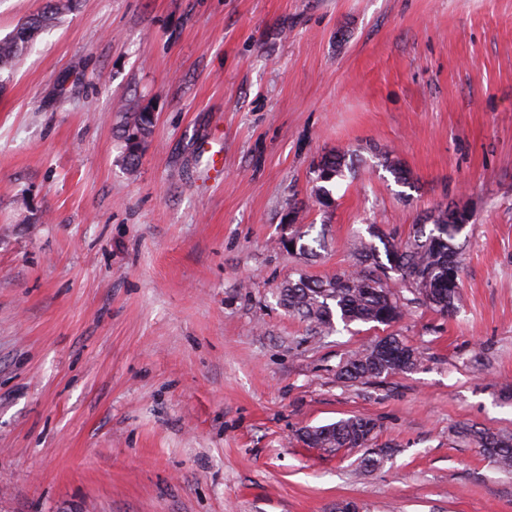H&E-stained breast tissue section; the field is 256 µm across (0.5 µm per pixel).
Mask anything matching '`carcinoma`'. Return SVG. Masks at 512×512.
<instances>
[{
    "mask_svg": "<svg viewBox=\"0 0 512 512\" xmlns=\"http://www.w3.org/2000/svg\"><path fill=\"white\" fill-rule=\"evenodd\" d=\"M76 0H49L47 11L20 23L12 34L0 39V71L12 69L31 49L40 31L56 16L73 9ZM151 112L144 109L125 123L127 127L126 159L129 170L139 165V150L151 134ZM377 159L396 181L405 183L409 172L389 149H380ZM356 173L349 153L326 155L313 167V194L319 204L329 209L334 199L326 184ZM305 204L290 200L285 203V217L294 227L284 248L303 256H317L322 240L305 242L309 231L300 221ZM431 229L420 224L406 239L397 240L372 227L367 241L358 238L354 244L357 260L351 272L336 273L318 279L299 276L283 282L279 302L288 313L306 321L316 333L334 330V319L344 325L374 323L390 327L400 321L410 304H419L435 311L454 314L461 301L460 278L462 256L455 240L466 229L464 213L441 207L427 217ZM412 297L407 298L403 291ZM418 363L415 351L389 335L352 355L341 367L340 375L349 380L380 378L395 372L413 369ZM376 424L370 419L352 417L334 424L303 430V440L312 448L329 451L339 448L365 447ZM462 434L471 439L497 469L512 473V437L482 429L465 428Z\"/></svg>",
    "mask_w": 512,
    "mask_h": 512,
    "instance_id": "cac0c4a2",
    "label": "carcinoma"
}]
</instances>
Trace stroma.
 Here are the masks:
<instances>
[{
    "instance_id": "obj_1",
    "label": "stroma",
    "mask_w": 512,
    "mask_h": 512,
    "mask_svg": "<svg viewBox=\"0 0 512 512\" xmlns=\"http://www.w3.org/2000/svg\"><path fill=\"white\" fill-rule=\"evenodd\" d=\"M289 198L317 257L282 245ZM447 204L457 313L320 336L280 306ZM391 333L414 369L340 377ZM354 416L368 449L300 438ZM465 424L512 434V0H78L0 73V512H512ZM152 113L144 109L137 112L132 121L125 123L127 129V136L125 138L126 145V159L130 171H134L139 165V150L141 145L146 141L149 134H151L153 127ZM348 156V158H347ZM345 169L355 175L356 170L353 167L351 155L349 160L348 152H336L334 154L326 155L313 167L312 178L313 194L319 204L329 209L333 207L335 200L332 198L330 190L324 185L332 183L337 178L345 176ZM324 183V184H321Z\"/></svg>"
}]
</instances>
